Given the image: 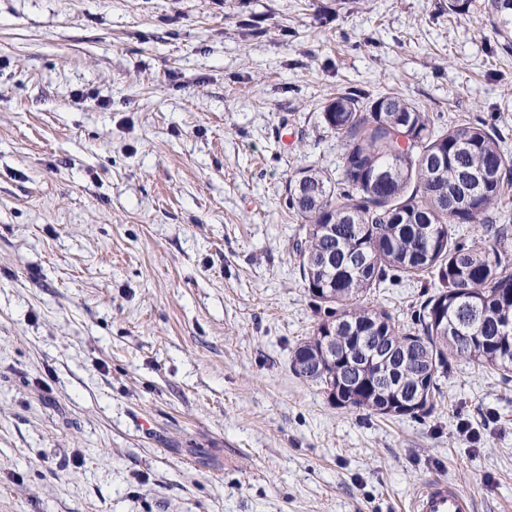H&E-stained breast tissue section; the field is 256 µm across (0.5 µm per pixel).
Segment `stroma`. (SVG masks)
<instances>
[{"label":"stroma","instance_id":"1","mask_svg":"<svg viewBox=\"0 0 512 512\" xmlns=\"http://www.w3.org/2000/svg\"><path fill=\"white\" fill-rule=\"evenodd\" d=\"M446 4L0 0V512H405L432 480L512 512L495 371L390 419L291 369L321 315L286 184L341 164L325 102L391 88L512 153V48Z\"/></svg>","mask_w":512,"mask_h":512}]
</instances>
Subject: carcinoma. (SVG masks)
<instances>
[{
	"label": "carcinoma",
	"mask_w": 512,
	"mask_h": 512,
	"mask_svg": "<svg viewBox=\"0 0 512 512\" xmlns=\"http://www.w3.org/2000/svg\"><path fill=\"white\" fill-rule=\"evenodd\" d=\"M483 14L497 38H512V0H484ZM321 119L342 148L339 175L307 166L287 184L302 287L323 311L293 351L294 373L325 393L338 388L336 406L381 417L431 413L460 359L512 380V228L493 213L512 192V155L495 125L478 119L437 131L428 113L390 90L366 103L338 94ZM461 224L479 225V242L462 240ZM401 276L440 284L408 327L362 304ZM384 347L397 376L385 360L366 371L353 364ZM415 389L418 408L385 410Z\"/></svg>",
	"instance_id": "1"
}]
</instances>
